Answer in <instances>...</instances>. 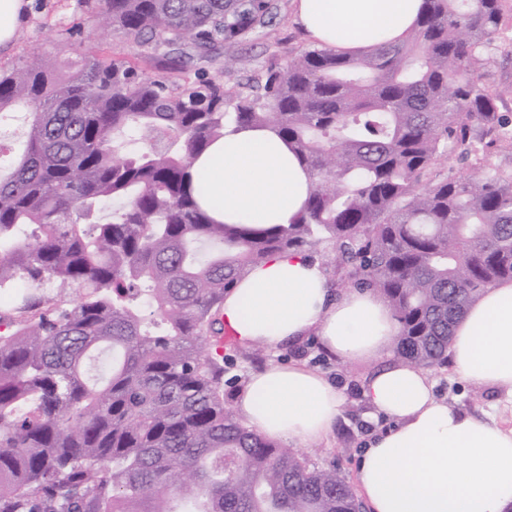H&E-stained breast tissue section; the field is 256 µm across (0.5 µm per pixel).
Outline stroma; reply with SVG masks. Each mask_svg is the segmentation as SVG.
Listing matches in <instances>:
<instances>
[{"label":"stroma","instance_id":"35a3bbf8","mask_svg":"<svg viewBox=\"0 0 512 512\" xmlns=\"http://www.w3.org/2000/svg\"><path fill=\"white\" fill-rule=\"evenodd\" d=\"M501 4L502 47L493 52L488 65L477 73L476 79L481 85L505 89L512 86V0H501ZM279 5V20L273 31L258 32L248 44L235 48L237 65L234 71L224 69L223 48L201 55L187 46L183 49L186 75H193L196 69L204 68L211 75L222 77L225 83L231 84L261 71L270 63H285L300 50L308 48V41L293 19L291 0H279ZM78 38L89 44L98 43L108 47L113 55L138 59L136 50L98 29L78 0H30L29 18L17 46L21 49L41 47L62 64L69 65L77 58L69 45ZM138 61L143 72H153L154 61ZM265 362L280 365L304 363L322 372L342 388V414L334 431L323 441L300 446L299 451L309 467L333 465L345 475L348 482H355L358 458L372 426L384 428L388 425L384 418L379 419L378 423H371L369 408L362 395L366 378L381 368V361L345 364L327 358L317 338L313 336L308 337L299 347H283L265 352L260 361L250 359L248 347L238 346L226 352L225 399L234 401L251 372ZM427 374L435 386L437 398L449 406L475 416L488 413L506 425H512V405L501 402L496 392L460 380L443 365L428 369Z\"/></svg>","mask_w":512,"mask_h":512}]
</instances>
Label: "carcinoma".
I'll list each match as a JSON object with an SVG mask.
<instances>
[{
  "label": "carcinoma",
  "mask_w": 512,
  "mask_h": 512,
  "mask_svg": "<svg viewBox=\"0 0 512 512\" xmlns=\"http://www.w3.org/2000/svg\"><path fill=\"white\" fill-rule=\"evenodd\" d=\"M155 61L76 45L62 72L31 48L0 69V512H352L336 468L311 469L224 399L215 313L280 250L331 246L336 283L379 295L396 357L443 365L456 322L512 281L507 90L473 80L501 35V0H425L398 42L307 48L222 83L157 54L230 49L275 0H80ZM270 126L314 184L303 215L265 230L217 224L191 164L224 126ZM443 156L476 175L425 179Z\"/></svg>",
  "instance_id": "1"
}]
</instances>
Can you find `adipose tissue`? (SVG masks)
<instances>
[{"mask_svg": "<svg viewBox=\"0 0 512 512\" xmlns=\"http://www.w3.org/2000/svg\"><path fill=\"white\" fill-rule=\"evenodd\" d=\"M423 0H294L296 20L316 45L356 52L396 41ZM192 192L216 222L265 229L293 223L313 190L286 139L269 127L226 125L196 157ZM218 318L238 344L270 349L316 334L343 362L377 360L400 325L368 290L332 288L307 253L276 251L224 298ZM448 368L469 383L503 389L512 404V281L485 290L454 328ZM363 396L392 420L362 452L356 482L369 512H512V427L454 410L436 398L425 371L394 361L373 373ZM340 387L296 362L254 373L236 395L240 419L266 438L306 445L335 428Z\"/></svg>", "mask_w": 512, "mask_h": 512, "instance_id": "obj_1", "label": "adipose tissue"}]
</instances>
